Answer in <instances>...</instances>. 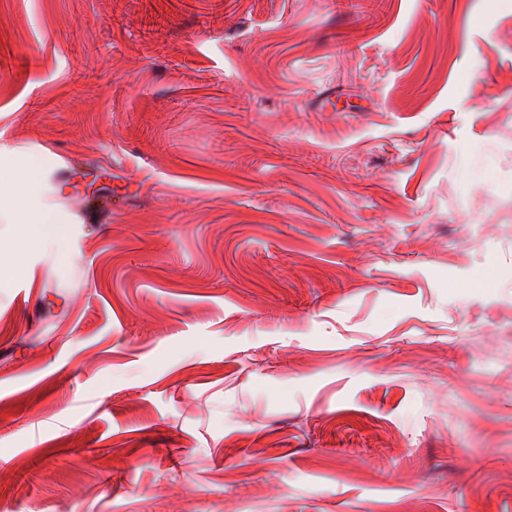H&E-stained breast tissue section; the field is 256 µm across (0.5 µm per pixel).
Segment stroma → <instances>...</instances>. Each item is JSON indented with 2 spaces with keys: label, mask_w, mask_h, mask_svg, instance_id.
Listing matches in <instances>:
<instances>
[{
  "label": "stroma",
  "mask_w": 512,
  "mask_h": 512,
  "mask_svg": "<svg viewBox=\"0 0 512 512\" xmlns=\"http://www.w3.org/2000/svg\"><path fill=\"white\" fill-rule=\"evenodd\" d=\"M30 156L0 512H512V0H0ZM44 170L30 161L0 171V208H16L25 212L27 227L20 242L19 253L52 246L61 254L69 253L67 235L60 211L42 202L40 188Z\"/></svg>",
  "instance_id": "obj_1"
}]
</instances>
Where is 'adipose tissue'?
Instances as JSON below:
<instances>
[{
  "label": "adipose tissue",
  "mask_w": 512,
  "mask_h": 512,
  "mask_svg": "<svg viewBox=\"0 0 512 512\" xmlns=\"http://www.w3.org/2000/svg\"><path fill=\"white\" fill-rule=\"evenodd\" d=\"M44 170L35 162L0 171V207L16 208L26 214L27 227L20 242V252L51 246L68 253L69 244L60 211L43 203L40 188Z\"/></svg>",
  "instance_id": "1"
}]
</instances>
